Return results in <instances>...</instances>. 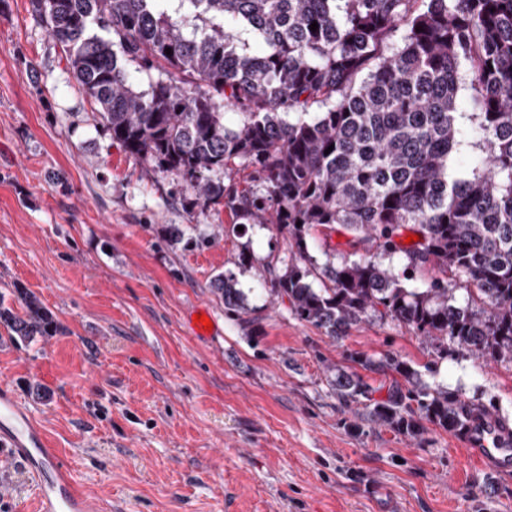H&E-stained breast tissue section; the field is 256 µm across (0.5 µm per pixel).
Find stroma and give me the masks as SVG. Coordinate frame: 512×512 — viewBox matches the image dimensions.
Segmentation results:
<instances>
[{"mask_svg":"<svg viewBox=\"0 0 512 512\" xmlns=\"http://www.w3.org/2000/svg\"><path fill=\"white\" fill-rule=\"evenodd\" d=\"M216 224L223 238L194 247ZM173 226L183 243H169ZM287 252L274 229L200 207L113 145L30 0H0V292L28 289L61 326L22 344L0 324V382L77 481L112 512H512V471L487 474L432 424L419 441L395 434L339 401L324 372L390 351L428 389L512 423V366L434 358L376 313L332 340L263 289V267ZM224 271L247 314L210 293ZM199 306L213 320L204 339L190 327ZM35 508L26 469L0 465V512Z\"/></svg>","mask_w":512,"mask_h":512,"instance_id":"obj_1","label":"stroma"}]
</instances>
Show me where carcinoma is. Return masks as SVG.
I'll use <instances>...</instances> for the list:
<instances>
[{"label": "carcinoma", "instance_id": "1", "mask_svg": "<svg viewBox=\"0 0 512 512\" xmlns=\"http://www.w3.org/2000/svg\"><path fill=\"white\" fill-rule=\"evenodd\" d=\"M163 2L30 0L112 142L196 204L222 201L241 223L287 234L291 256L267 264L263 283L325 335L341 339L379 312L439 359L452 350L512 365V0H180L190 34ZM132 65L163 76L138 90ZM465 88L469 112L459 111ZM227 107L243 117L236 129L224 125ZM453 153L466 156L463 177L448 175ZM238 162L261 192L218 178ZM336 224L352 251L320 268L311 231ZM406 230L419 235L408 247ZM396 254L400 273L377 260ZM429 265L460 282L465 303L443 278L407 287ZM318 271L328 283L314 288ZM237 284L232 272L209 283L233 316L247 313ZM11 295L23 313L0 294V323L13 340L59 330L35 295L19 285ZM349 360L399 376L376 399L358 373L326 367L336 397L364 402L377 423L416 440L428 423L461 424L460 396L427 391L398 356Z\"/></svg>", "mask_w": 512, "mask_h": 512}]
</instances>
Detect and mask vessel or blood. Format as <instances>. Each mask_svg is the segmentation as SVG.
Here are the masks:
<instances>
[{"mask_svg": "<svg viewBox=\"0 0 512 512\" xmlns=\"http://www.w3.org/2000/svg\"><path fill=\"white\" fill-rule=\"evenodd\" d=\"M458 441L480 466L512 470V431L494 416L466 424ZM0 458L21 462L37 490L40 512H105L104 502L83 488L52 448L35 416L7 387H0Z\"/></svg>", "mask_w": 512, "mask_h": 512, "instance_id": "1", "label": "vessel or blood"}]
</instances>
